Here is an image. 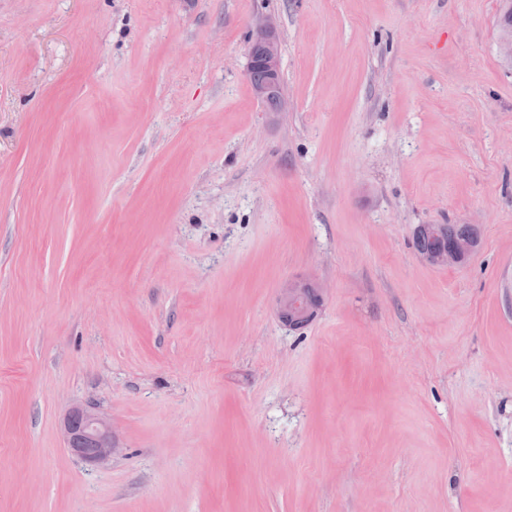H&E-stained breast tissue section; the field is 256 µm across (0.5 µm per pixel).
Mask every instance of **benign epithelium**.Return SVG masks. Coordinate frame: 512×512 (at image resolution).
Here are the masks:
<instances>
[{
	"label": "benign epithelium",
	"mask_w": 512,
	"mask_h": 512,
	"mask_svg": "<svg viewBox=\"0 0 512 512\" xmlns=\"http://www.w3.org/2000/svg\"><path fill=\"white\" fill-rule=\"evenodd\" d=\"M281 41L277 22L271 16L258 18L251 29L248 46V69L260 67L266 78L252 84L255 97L262 103L281 91ZM472 252L470 242L458 241L446 248L422 255L423 260L436 267L464 264ZM322 303V287L309 279L284 282L279 288L275 305L281 321L296 327L312 320ZM62 431L68 451L85 464L102 467L116 451L112 424L94 407L71 408L62 421Z\"/></svg>",
	"instance_id": "obj_1"
}]
</instances>
